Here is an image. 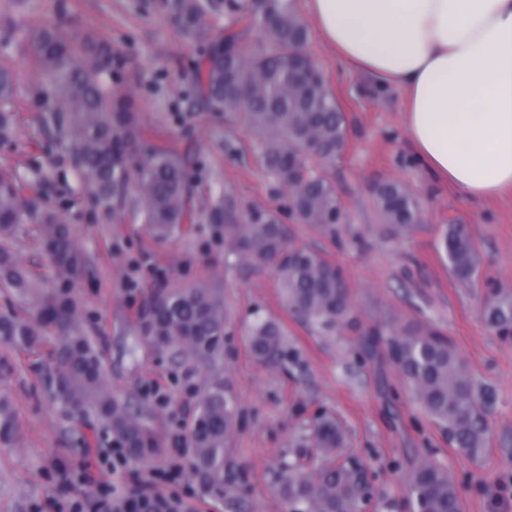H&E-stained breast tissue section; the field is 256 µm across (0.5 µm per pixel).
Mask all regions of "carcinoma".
Segmentation results:
<instances>
[{
    "mask_svg": "<svg viewBox=\"0 0 512 512\" xmlns=\"http://www.w3.org/2000/svg\"><path fill=\"white\" fill-rule=\"evenodd\" d=\"M169 17L187 37L206 41L194 72V102L206 112L240 120L262 145L259 163L291 192V211L304 224L332 230L341 219L336 188L327 170L340 156L347 118L319 68L303 52L308 29L294 0H167ZM225 12L232 24L244 22L260 39L250 51L237 35H209L210 18ZM26 53L42 85L39 120L54 134L94 201L106 210L127 203L130 172L136 175L137 212L142 223L164 238L190 219L193 189L189 158L169 146L147 142L137 121L135 100L105 85L103 76L122 64L105 41L92 34L74 36L65 26L27 35ZM8 45H0V142L14 135L16 82ZM376 212L394 238H406L422 222L419 200L397 180L372 189ZM33 217L14 172L0 167V233L7 234ZM224 225L228 251L238 258L276 267L290 309L303 320L325 328L350 311V293L338 266L322 254L288 244L284 225L274 214L243 220L234 204L218 202L210 213ZM42 246L56 269L55 287L42 288L0 244V287L27 302L23 317L0 316V335L24 348L56 331L52 389L64 414L94 418L129 459L142 461L159 453L158 435L105 386L100 356L78 328L69 297L71 281L82 267L80 250L60 215L40 217ZM441 247L455 277L470 282L480 276L481 256L466 225H448ZM483 307L487 325L512 336V291L494 279ZM148 343L158 350H218L224 337V298L220 288L186 284L156 288L141 313ZM397 367L427 415L443 426L451 443L471 453L485 447V402L453 341L432 325L416 326L384 337L372 328L360 341L373 357L380 345ZM249 346L260 360L274 364L286 353L283 333L272 321L249 330ZM238 422L237 402L221 382L202 396L189 433L193 475L212 492L224 491V447ZM311 439L321 464L310 473L286 468L278 491L292 512H360L366 468L360 460L343 463L346 431L338 419L322 414ZM407 501L416 512H461V498L448 469L425 455H414L407 474Z\"/></svg>",
    "mask_w": 512,
    "mask_h": 512,
    "instance_id": "1",
    "label": "carcinoma"
}]
</instances>
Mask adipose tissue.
<instances>
[{
    "instance_id": "1",
    "label": "adipose tissue",
    "mask_w": 512,
    "mask_h": 512,
    "mask_svg": "<svg viewBox=\"0 0 512 512\" xmlns=\"http://www.w3.org/2000/svg\"><path fill=\"white\" fill-rule=\"evenodd\" d=\"M352 71L405 98L416 158L468 201L512 189V0H306Z\"/></svg>"
}]
</instances>
